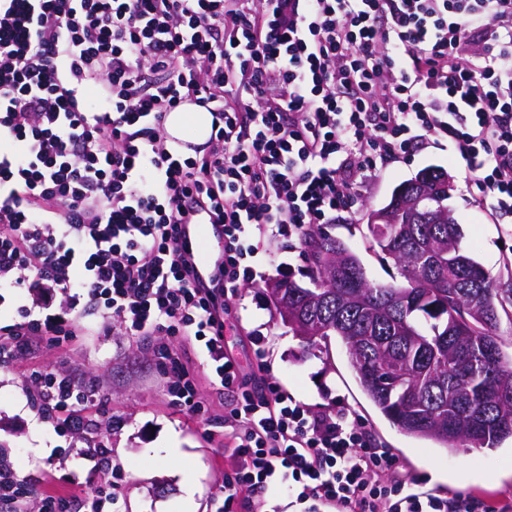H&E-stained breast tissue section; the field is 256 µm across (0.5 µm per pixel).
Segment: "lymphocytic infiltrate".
<instances>
[{
  "mask_svg": "<svg viewBox=\"0 0 512 512\" xmlns=\"http://www.w3.org/2000/svg\"><path fill=\"white\" fill-rule=\"evenodd\" d=\"M189 96L211 106L212 145L179 158L164 119ZM430 137L453 144L486 216L511 221L512 0H0V284L20 291L0 366L96 315L156 337L169 403L195 417L197 377L168 340L197 342L236 396L214 512H512L396 475L359 420L270 381L264 337L247 372L224 346L258 255L353 211ZM199 209L224 227L203 283L180 231ZM26 388L73 432L99 393L53 369Z\"/></svg>",
  "mask_w": 512,
  "mask_h": 512,
  "instance_id": "f902f5d3",
  "label": "lymphocytic infiltrate"
}]
</instances>
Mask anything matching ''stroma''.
I'll list each match as a JSON object with an SVG mask.
<instances>
[{
    "instance_id": "obj_1",
    "label": "stroma",
    "mask_w": 512,
    "mask_h": 512,
    "mask_svg": "<svg viewBox=\"0 0 512 512\" xmlns=\"http://www.w3.org/2000/svg\"><path fill=\"white\" fill-rule=\"evenodd\" d=\"M429 166L442 168L451 178L448 205L462 228L464 247L495 278L512 280V235L474 206L466 169L452 161L445 144L425 145L410 159L390 163L375 185L363 189L357 211L327 225V232L360 257L371 282L401 283L396 267L368 248L367 214L385 205L400 183ZM301 251L300 239H280L270 258L260 264V278L236 299L234 327L225 339L240 364L250 367V339L264 336L265 362L274 381L305 403L345 407L391 449L398 472L417 479L424 489L480 498L512 494V439L493 451L465 447L449 451L407 437L368 402L340 338L306 343L282 323L266 284L285 275L301 280L305 268ZM173 346L199 379L198 394L206 408L201 418L186 417L170 406L152 340L102 334L95 316L78 319L68 346L52 349L40 338L12 365L0 367V458L27 480L30 501H37L49 487L70 491L93 481L88 466L57 453L69 443H80V435L60 434L53 422L39 419L27 403L26 377L55 368L96 378L100 395L85 404L84 412L89 419L110 425L102 438L121 474L116 512H179L186 479L197 488V512H210L212 498L224 488V414L231 397L211 384L206 362L193 342L178 337ZM435 472L440 480H432Z\"/></svg>"
}]
</instances>
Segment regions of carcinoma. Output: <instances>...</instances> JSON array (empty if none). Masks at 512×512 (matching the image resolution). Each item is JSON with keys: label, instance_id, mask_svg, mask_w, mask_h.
Here are the masks:
<instances>
[{"label": "carcinoma", "instance_id": "1", "mask_svg": "<svg viewBox=\"0 0 512 512\" xmlns=\"http://www.w3.org/2000/svg\"><path fill=\"white\" fill-rule=\"evenodd\" d=\"M422 173L431 204L448 206L437 168ZM413 191L408 180L393 191L396 223L367 225L372 249L406 281L403 304L391 303L394 285L372 283L358 256L320 227L302 238L310 286L278 279L274 292L310 324V336L293 328L301 339H341L363 393L405 435L495 450L512 437V354L497 336L512 283L468 254L457 222L415 220L404 207Z\"/></svg>", "mask_w": 512, "mask_h": 512}]
</instances>
